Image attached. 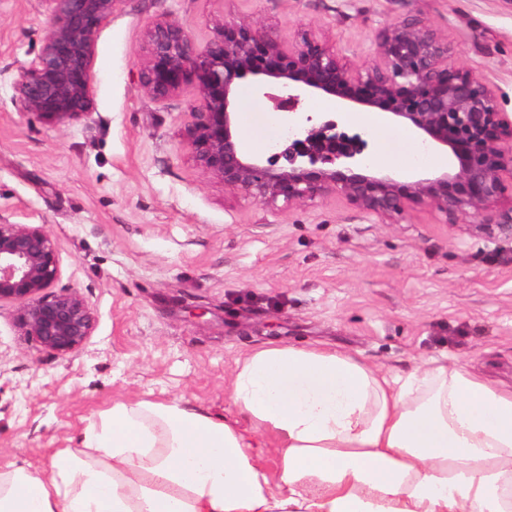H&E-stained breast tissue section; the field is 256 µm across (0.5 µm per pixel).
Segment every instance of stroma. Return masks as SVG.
Wrapping results in <instances>:
<instances>
[{
  "label": "stroma",
  "mask_w": 512,
  "mask_h": 512,
  "mask_svg": "<svg viewBox=\"0 0 512 512\" xmlns=\"http://www.w3.org/2000/svg\"><path fill=\"white\" fill-rule=\"evenodd\" d=\"M255 18L284 42L309 29L360 65L376 33L420 18L455 61L494 86L512 116V8L502 0H120L98 30L88 115L50 124L19 111L13 80L49 27L44 0H0V219L42 224L59 253L57 287L80 289L94 332L73 358L43 351L0 304V467L50 469L57 449L117 402L179 399L249 427L229 399L238 359L267 342L322 343L398 372L466 362L512 381V233L484 217L411 203L394 219L330 194L265 206L225 190L182 140L190 97L138 90L143 35L172 20L206 44L226 18ZM243 84L247 154L267 158L287 109ZM366 143L362 161L400 180L449 169L422 160L403 126L364 106L307 99Z\"/></svg>",
  "instance_id": "1"
}]
</instances>
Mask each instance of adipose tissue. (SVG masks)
<instances>
[{"instance_id":"1","label":"adipose tissue","mask_w":512,"mask_h":512,"mask_svg":"<svg viewBox=\"0 0 512 512\" xmlns=\"http://www.w3.org/2000/svg\"><path fill=\"white\" fill-rule=\"evenodd\" d=\"M229 396L251 429L113 404L50 469L0 468V512H512V387L468 365L401 375L272 341Z\"/></svg>"}]
</instances>
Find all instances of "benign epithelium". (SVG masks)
<instances>
[{
    "mask_svg": "<svg viewBox=\"0 0 512 512\" xmlns=\"http://www.w3.org/2000/svg\"><path fill=\"white\" fill-rule=\"evenodd\" d=\"M118 2L46 0L48 34L13 82L21 111L53 124L88 114L97 32ZM453 57L448 39L417 19L382 28L373 62L363 68L309 30L286 45L258 20L232 18L199 46L165 20L145 33L139 91L153 99L190 91L192 121L184 141L196 164L257 203L291 207L334 193L384 219L402 214L409 201L445 214L486 216L512 196V119L500 111L495 90ZM244 82L258 89L275 85L288 102L325 94L377 108L415 128L422 144L449 148L458 167L407 185L390 173H355L364 142L332 133V120L311 129L313 117L305 112L288 116L283 149L265 161L249 157L235 121ZM59 272L57 246L45 225L0 221V302L17 306L24 335L68 359L92 336L96 316L79 289L53 290Z\"/></svg>",
    "mask_w": 512,
    "mask_h": 512,
    "instance_id": "benign-epithelium-1",
    "label": "benign epithelium"
}]
</instances>
